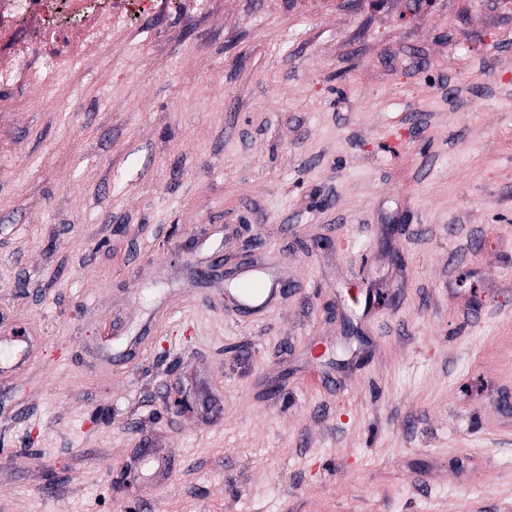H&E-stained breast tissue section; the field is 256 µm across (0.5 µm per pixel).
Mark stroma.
Returning a JSON list of instances; mask_svg holds the SVG:
<instances>
[{"label": "stroma", "mask_w": 512, "mask_h": 512, "mask_svg": "<svg viewBox=\"0 0 512 512\" xmlns=\"http://www.w3.org/2000/svg\"><path fill=\"white\" fill-rule=\"evenodd\" d=\"M17 322L0 512H512V0H167L0 82ZM268 283L261 282L263 288L253 291L250 288H242L237 295L240 311L250 318L263 316L270 313L280 299L288 293V288L276 278L265 276ZM14 336H10V343L8 346L14 348L17 350V361L15 363L10 362H4L3 358L1 359V367L0 372L1 376L5 375L6 371L14 370V374H11L8 377L10 380L17 379L19 376V373L22 369H24L28 364L30 360V355L32 349H30L31 345V338L30 336H27V334L23 332H15L13 333Z\"/></svg>", "instance_id": "35a3bbf8"}]
</instances>
